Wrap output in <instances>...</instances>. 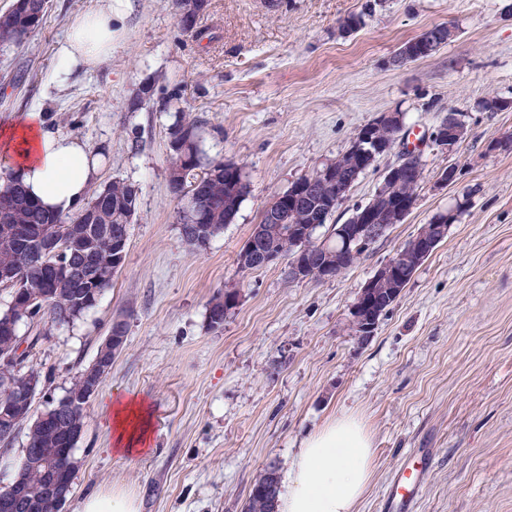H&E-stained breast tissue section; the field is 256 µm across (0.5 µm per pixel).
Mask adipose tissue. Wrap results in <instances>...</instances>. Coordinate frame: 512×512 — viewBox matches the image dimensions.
Segmentation results:
<instances>
[{"mask_svg": "<svg viewBox=\"0 0 512 512\" xmlns=\"http://www.w3.org/2000/svg\"><path fill=\"white\" fill-rule=\"evenodd\" d=\"M112 0L85 12L57 47L54 77L69 82L82 67L112 53ZM0 155L11 161L9 174L50 211H77L98 179V164L87 146L46 126L38 113L0 128ZM116 451L130 455L146 445L148 429L141 409L117 403L107 410ZM373 442L365 425L340 415L305 438L292 462V476L280 490L277 512H355L373 474Z\"/></svg>", "mask_w": 512, "mask_h": 512, "instance_id": "ef3b65f1", "label": "adipose tissue"}]
</instances>
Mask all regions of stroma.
Listing matches in <instances>:
<instances>
[{"mask_svg": "<svg viewBox=\"0 0 512 512\" xmlns=\"http://www.w3.org/2000/svg\"><path fill=\"white\" fill-rule=\"evenodd\" d=\"M367 0H209L198 36L172 0H129L112 23V54L67 87L54 82L58 44L99 0H50L42 28L0 52V125L35 111L81 139L101 180L139 189L130 245L111 288L70 326L42 322L29 365L44 379L42 412L89 365L113 319L126 342L85 410L80 467L63 512L123 489L138 512H242L268 465L288 478L301 441L332 417H359L374 447L356 512H383V493L409 452L430 463L414 512H512V0H383L358 30L340 20ZM437 24L456 35L430 57L391 67L407 40ZM177 91L175 109L128 102L147 80ZM202 122L208 158L242 166L247 193L223 234L203 248L180 233L167 187V129L176 108ZM466 115L454 151L430 133L448 110ZM402 113L424 164L419 197L352 267L292 281L287 260L241 270L237 255L265 208L302 176L336 159L380 113ZM395 155L362 174L333 214L346 223L374 194ZM456 162L461 176L438 183ZM469 204L420 266L368 342L349 309L363 285L424 224L462 195ZM236 291L221 328L209 303ZM136 400L149 422L144 452L115 451L107 408Z\"/></svg>", "mask_w": 512, "mask_h": 512, "instance_id": "stroma-1", "label": "stroma"}]
</instances>
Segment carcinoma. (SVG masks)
<instances>
[{"label":"carcinoma","instance_id":"obj_1","mask_svg":"<svg viewBox=\"0 0 512 512\" xmlns=\"http://www.w3.org/2000/svg\"><path fill=\"white\" fill-rule=\"evenodd\" d=\"M44 0H13L0 13V48L19 46L38 31L46 20ZM158 86L154 81L142 83L129 100L128 111L136 112L148 101L154 99ZM169 166L180 165V171L168 180L170 193L187 201L179 215L180 232L183 239L196 247L224 231V226L236 216L247 192V181L243 168L238 176L226 177L224 161L204 159L200 145V125L195 119L177 116L168 132ZM407 168L414 173L408 183L395 185L391 182L382 186L380 194L387 196L386 204L391 205L399 198L406 200L407 207L415 205L423 181V164L419 156L411 158ZM138 188L126 181H106L94 190L92 196L77 210L75 216L65 218L54 214L31 199L22 183L10 179L0 186V250H9L20 255L18 258V279L22 288H44L48 296L44 315L57 326H65L80 319L93 308L97 300L87 301L83 297L81 282L77 279L63 280L56 277L52 260L35 258L33 244L23 243L15 238L13 228L17 224L38 228L44 224H86L94 235L104 240L123 226H130L138 207ZM258 227L265 229L266 245L281 257L293 258L303 248L322 246L327 252L320 255L322 260L332 262L342 257L339 250L340 236L330 232L329 242L322 245L312 239L298 242L286 235L274 232V226L260 221ZM233 308L229 295H218L212 299L208 309L209 326L216 324V317ZM26 344L25 353L30 354L40 343L38 336H20L14 341L0 337V350ZM276 473L274 492L281 488V476L276 466L260 474L252 484L243 512H269L268 472ZM23 483L33 485L34 507H25L19 512H57L56 497L43 490L41 459L29 458L24 462Z\"/></svg>","mask_w":512,"mask_h":512}]
</instances>
